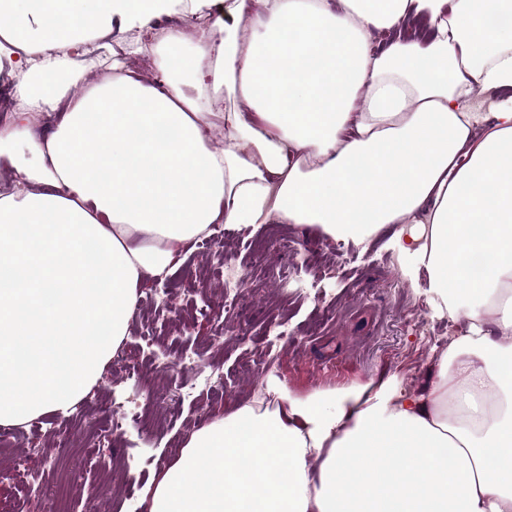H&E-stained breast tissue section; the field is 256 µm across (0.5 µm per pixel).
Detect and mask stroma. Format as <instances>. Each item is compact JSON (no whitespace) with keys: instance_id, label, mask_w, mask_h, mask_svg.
Segmentation results:
<instances>
[{"instance_id":"35a3bbf8","label":"stroma","mask_w":512,"mask_h":512,"mask_svg":"<svg viewBox=\"0 0 512 512\" xmlns=\"http://www.w3.org/2000/svg\"><path fill=\"white\" fill-rule=\"evenodd\" d=\"M270 225H225L221 248L202 254L187 249L179 271L163 286L148 284L147 302L124 342L135 377L105 369L92 396L67 416L18 428L11 447L0 450V501L25 504L27 512H126L155 472L170 461V446L202 427L200 411L215 415L245 401L252 381L274 375L296 394L320 387L365 383L383 372L408 387L425 384L432 359L444 351L464 320L448 322L429 302L427 279L405 278L384 228L367 247L325 239L309 226L286 225L294 249L271 246ZM246 275L245 302L225 313L214 294L225 263ZM287 320L291 335L270 347L268 329ZM192 355L199 371L214 376L195 399L163 411L164 423L145 428L128 421L122 436L101 444L113 399L144 400L153 388L177 391L188 375L167 365L170 350ZM271 362L258 377L244 374V359ZM68 442L66 450L53 440ZM77 494H69L71 482Z\"/></svg>"}]
</instances>
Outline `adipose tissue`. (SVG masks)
I'll use <instances>...</instances> for the list:
<instances>
[{"label": "adipose tissue", "mask_w": 512, "mask_h": 512, "mask_svg": "<svg viewBox=\"0 0 512 512\" xmlns=\"http://www.w3.org/2000/svg\"><path fill=\"white\" fill-rule=\"evenodd\" d=\"M219 2L233 25L130 45L155 76L116 61L72 94L89 42ZM0 14V67L21 76L0 126V166L21 173L0 192L1 425L91 395L142 286L216 225L360 245L392 224L403 274H426L433 310L468 322L424 386L267 384L189 433L139 506L512 512V26L495 22L512 0H0Z\"/></svg>", "instance_id": "ef3b65f1"}]
</instances>
